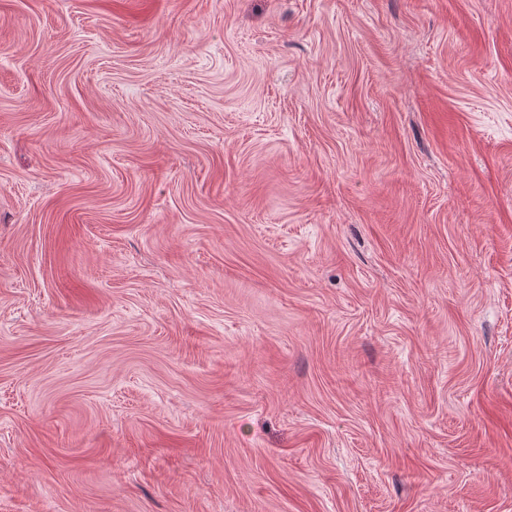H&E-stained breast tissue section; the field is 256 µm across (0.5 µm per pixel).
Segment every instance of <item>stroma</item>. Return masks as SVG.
<instances>
[{
    "mask_svg": "<svg viewBox=\"0 0 512 512\" xmlns=\"http://www.w3.org/2000/svg\"><path fill=\"white\" fill-rule=\"evenodd\" d=\"M0 512H512V0H0Z\"/></svg>",
    "mask_w": 512,
    "mask_h": 512,
    "instance_id": "stroma-1",
    "label": "stroma"
}]
</instances>
